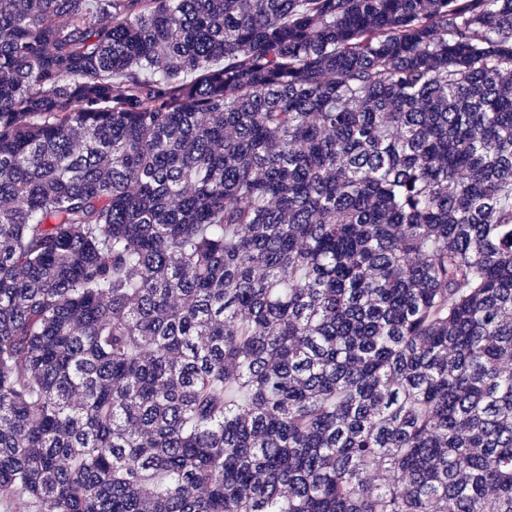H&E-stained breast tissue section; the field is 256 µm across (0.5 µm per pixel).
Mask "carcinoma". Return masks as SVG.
<instances>
[{"instance_id": "obj_1", "label": "carcinoma", "mask_w": 512, "mask_h": 512, "mask_svg": "<svg viewBox=\"0 0 512 512\" xmlns=\"http://www.w3.org/2000/svg\"><path fill=\"white\" fill-rule=\"evenodd\" d=\"M512 512V0H0V498Z\"/></svg>"}]
</instances>
